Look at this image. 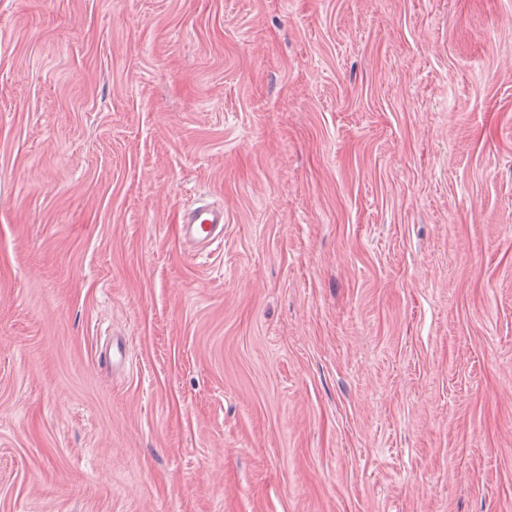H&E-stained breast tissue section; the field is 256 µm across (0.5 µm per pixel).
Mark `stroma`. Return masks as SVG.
I'll return each instance as SVG.
<instances>
[{"mask_svg": "<svg viewBox=\"0 0 512 512\" xmlns=\"http://www.w3.org/2000/svg\"><path fill=\"white\" fill-rule=\"evenodd\" d=\"M0 512H512V0H0ZM181 238L197 248L219 247L224 241V207L197 203L181 211ZM127 359L128 355L124 343L112 336V341L101 352L100 363L112 365V369H116L126 364Z\"/></svg>", "mask_w": 512, "mask_h": 512, "instance_id": "1", "label": "stroma"}]
</instances>
